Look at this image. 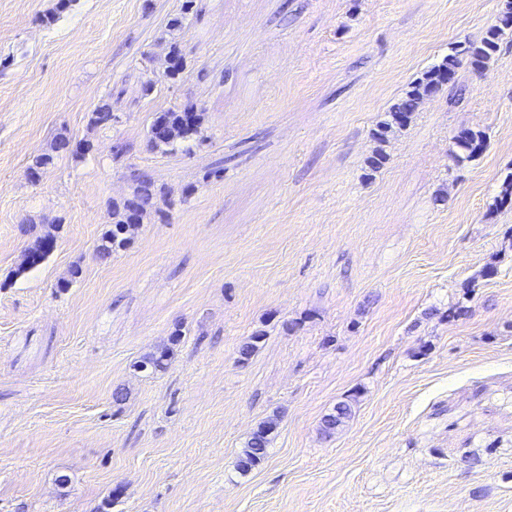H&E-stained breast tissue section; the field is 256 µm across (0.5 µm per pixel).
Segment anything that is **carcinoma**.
I'll use <instances>...</instances> for the list:
<instances>
[{
	"mask_svg": "<svg viewBox=\"0 0 512 512\" xmlns=\"http://www.w3.org/2000/svg\"><path fill=\"white\" fill-rule=\"evenodd\" d=\"M202 0H181L178 15L170 22L171 30L182 28V21L190 14L200 10ZM512 34V0H505L495 24L485 32L478 42L466 43L465 49L454 47L451 53L415 79L409 89L393 103L373 130L372 137L379 144L367 159L369 173L378 172L387 162V154L382 144L390 137L405 129L413 120L422 101L441 92L454 78L456 70L467 63L472 72L479 78L486 76L488 68L497 61L502 52V44L506 35ZM188 53L183 45L175 40L166 44L164 55L165 68L162 80L173 84L182 80L187 67ZM114 114L107 103L99 105L90 115V125L106 127L113 122ZM207 125V112L203 105L190 100L177 103L160 112L151 113L146 132V147L153 152L171 154L182 152L189 154L193 146L204 141ZM70 143L66 135H60L52 147V152L36 158L30 166V174L35 176L39 170L51 164L53 153L60 151ZM487 136L482 130L464 128L455 136L453 160L456 164L471 161L487 148ZM126 177L131 184L130 193L120 200L110 202L112 228L106 231L98 246L100 257L111 258L126 248L134 238L142 224L151 219H166L172 202L166 197L163 188L156 185L151 176L133 164L127 166ZM56 239L55 234L48 230L37 236L27 248L26 256H45L44 245ZM181 329L172 332L168 343L153 353L144 356L138 364L139 369L149 374L167 368L173 354V346L179 342ZM266 333L256 330L242 343L238 350L237 362L244 364L259 350ZM358 394L353 393L340 402L336 409L325 415L321 421L322 433L330 436L344 425L353 415ZM278 426V418L273 417L261 422L246 441L237 456L235 467L245 474L266 460L272 435Z\"/></svg>",
	"mask_w": 512,
	"mask_h": 512,
	"instance_id": "carcinoma-1",
	"label": "carcinoma"
}]
</instances>
